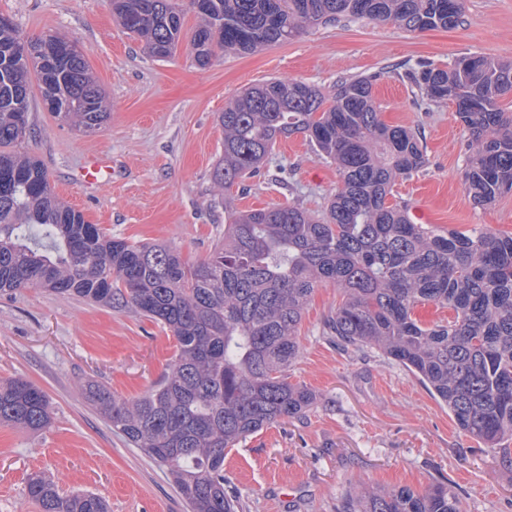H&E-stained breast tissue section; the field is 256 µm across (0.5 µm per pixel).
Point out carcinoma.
I'll return each mask as SVG.
<instances>
[{
	"instance_id": "carcinoma-1",
	"label": "carcinoma",
	"mask_w": 512,
	"mask_h": 512,
	"mask_svg": "<svg viewBox=\"0 0 512 512\" xmlns=\"http://www.w3.org/2000/svg\"><path fill=\"white\" fill-rule=\"evenodd\" d=\"M144 50L165 60L185 36L177 0H109ZM201 23L190 39L195 63L214 49L253 53L343 17L410 32L456 26L465 0H189ZM54 117L77 131L104 126L110 104L71 41L27 42L0 15V292L40 288L162 324L176 342L168 370L142 397L118 399L97 383L90 403L134 448L165 469L188 512H243L224 458L248 436L301 418L314 395L288 381L300 352L298 325L316 289L341 303L327 320L336 340L379 348L437 397L458 429L512 460V235L491 229L434 233L405 204H388L397 182L426 165L419 134L389 126L373 97L376 77L336 82L328 99L314 84L269 79L224 106L221 189L259 172L281 137L302 136L340 183L321 218L295 205L224 209V241L195 264L164 244L107 236L62 201L35 158L14 150L29 127L31 78ZM402 81L425 103L451 102L468 133L464 189L477 206L512 192V63L483 55L467 66L420 63ZM452 312L424 326L419 304ZM0 422L30 431L52 424L46 394L23 379L0 383ZM27 495L41 512H108L92 493L63 496L42 475ZM342 512H459L439 484L425 493L366 489Z\"/></svg>"
}]
</instances>
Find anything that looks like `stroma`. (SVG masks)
<instances>
[{"label":"stroma","mask_w":512,"mask_h":512,"mask_svg":"<svg viewBox=\"0 0 512 512\" xmlns=\"http://www.w3.org/2000/svg\"><path fill=\"white\" fill-rule=\"evenodd\" d=\"M23 37L61 33L84 51L112 108L105 126L82 135L34 99L16 149L46 168L57 196L128 242L165 243L204 260L224 237V206L239 210L296 204L322 211L339 185L302 137L278 140L271 163L223 190L213 180L223 152L217 115L252 84L297 78L332 95L337 80L376 75L383 120L421 134L428 162L398 183L389 203H407L417 223L438 232L488 228L512 234V193L474 207L463 188L467 134L452 103L419 102L398 72L444 66L463 55L512 62V0H465L455 28L408 32L344 18L246 55L216 53L198 67L188 47L167 60L144 53L115 21L107 0H0ZM107 156L109 174L87 185L79 171ZM341 301L336 288L313 294L299 326L290 380L316 394L306 416L274 424L230 450L224 473L245 512H338L360 488L445 483L460 512H512V466L461 433L446 406L379 350L325 336ZM175 341L161 324L119 308L39 288L0 293V381L22 378L46 393L53 422L40 432L0 423V512H40L29 500L32 474L61 494L90 491L109 512H186L170 477L91 407L93 379L116 396L143 395L166 371Z\"/></svg>","instance_id":"1"}]
</instances>
